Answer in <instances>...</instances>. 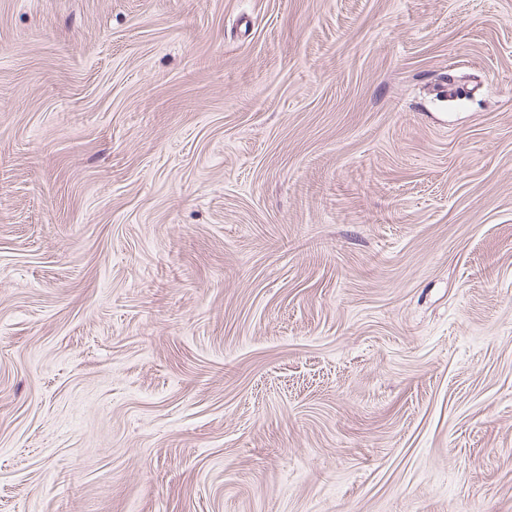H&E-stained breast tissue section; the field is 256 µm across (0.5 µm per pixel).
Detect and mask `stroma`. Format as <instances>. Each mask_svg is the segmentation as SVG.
<instances>
[{
	"mask_svg": "<svg viewBox=\"0 0 512 512\" xmlns=\"http://www.w3.org/2000/svg\"><path fill=\"white\" fill-rule=\"evenodd\" d=\"M0 512H512V0H0Z\"/></svg>",
	"mask_w": 512,
	"mask_h": 512,
	"instance_id": "stroma-1",
	"label": "stroma"
}]
</instances>
